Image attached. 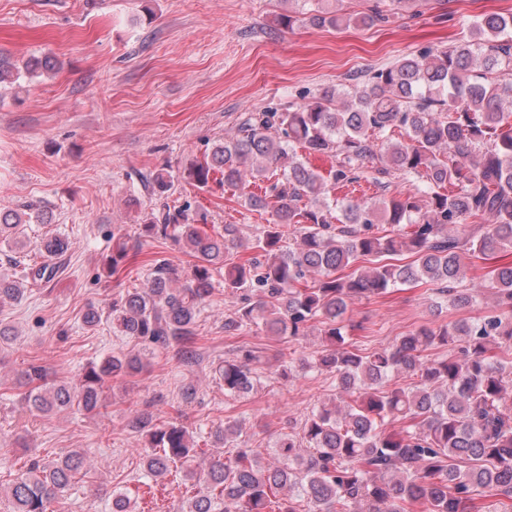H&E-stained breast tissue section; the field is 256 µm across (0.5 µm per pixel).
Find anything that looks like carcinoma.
Returning <instances> with one entry per match:
<instances>
[{"mask_svg":"<svg viewBox=\"0 0 512 512\" xmlns=\"http://www.w3.org/2000/svg\"><path fill=\"white\" fill-rule=\"evenodd\" d=\"M345 16L314 7L305 16L283 14L278 23L339 26ZM54 69L46 53L18 66L0 50V100L24 75ZM512 13L485 14L470 36L441 51L405 56L374 70L353 90L327 89L288 112H255L240 134L214 144L182 177L198 187L211 182L242 191L245 207L265 211L269 224L254 254L224 263L238 242L234 224L211 235L204 213L184 204L144 220L142 234L168 237L195 258L184 281L165 261L150 265L145 286L127 292L108 314L88 307L83 323L108 318L123 336L168 349L178 346L185 365L198 361V318L211 295L213 273L224 267V291L237 298L224 314V332L254 325L271 336L304 335L324 324L326 349L302 357L303 371L326 373L336 401L315 407L300 431L278 435L277 465L263 467L256 451L236 445L241 428L224 420L210 435L231 447L229 455L202 467L198 448L183 425L134 409L129 425L148 437L144 476L157 480L178 469L193 480L187 512H481L478 500L500 498L512 512V262L490 271L495 305L472 322L421 326L387 347L364 353L346 341L339 318L348 303L399 285L428 284L472 302L465 259H497L512 251ZM407 140L393 143V128ZM332 153L336 168L323 175L297 155ZM379 156L384 176L420 182L383 205L330 198L337 186L359 182L360 162ZM175 182L156 171L148 184L160 196ZM254 186L256 190L246 191ZM341 216H336V212ZM48 224L32 205L0 209V243L15 241L21 225ZM291 233L296 243L283 244ZM51 235L38 251L47 261L27 267L24 279L52 281V260L69 250ZM128 255L120 236L103 260L107 276L119 274ZM367 266H356L359 261ZM25 289L0 276V305ZM448 348L432 359L428 351ZM256 357L243 350L216 369L224 396L247 397L257 377ZM140 358L112 355L90 365L75 383H52L31 362L22 373L29 410L41 415L76 410L96 415L107 380L137 373ZM401 375L413 385H390ZM87 465L74 451L53 464L36 459L9 485L8 512H48ZM111 512H135L125 491H112Z\"/></svg>","mask_w":512,"mask_h":512,"instance_id":"obj_1","label":"carcinoma"}]
</instances>
